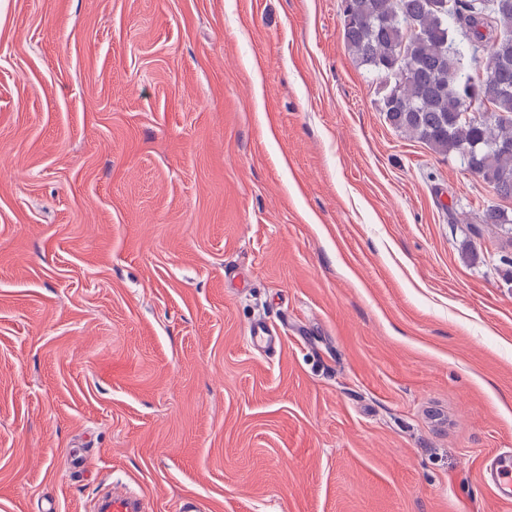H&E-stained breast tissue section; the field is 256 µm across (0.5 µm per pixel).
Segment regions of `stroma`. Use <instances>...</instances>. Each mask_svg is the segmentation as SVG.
<instances>
[{"mask_svg":"<svg viewBox=\"0 0 512 512\" xmlns=\"http://www.w3.org/2000/svg\"><path fill=\"white\" fill-rule=\"evenodd\" d=\"M342 25L0 0V512H512V199L385 123ZM481 221L482 224H490L499 228L507 235L511 234L512 246V213L509 215L507 210L491 205L484 210ZM485 479L494 488L498 499L512 501V455L497 453L490 456L484 465ZM143 510L148 509L144 507L140 498L119 494L115 491L97 508L99 512H141Z\"/></svg>","mask_w":512,"mask_h":512,"instance_id":"35a3bbf8","label":"stroma"}]
</instances>
